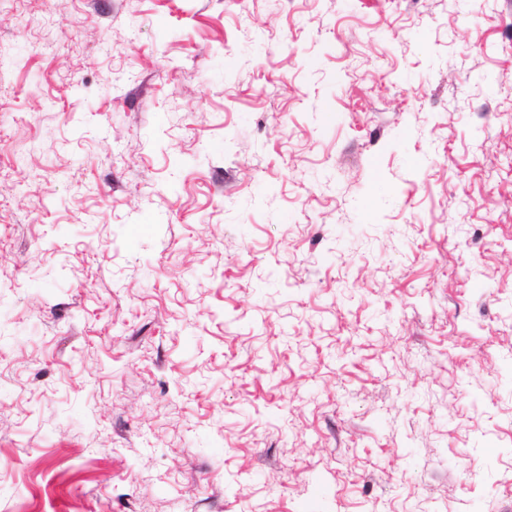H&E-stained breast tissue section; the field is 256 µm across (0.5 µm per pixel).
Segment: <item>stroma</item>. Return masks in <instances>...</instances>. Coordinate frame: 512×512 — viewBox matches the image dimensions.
<instances>
[{"mask_svg":"<svg viewBox=\"0 0 512 512\" xmlns=\"http://www.w3.org/2000/svg\"><path fill=\"white\" fill-rule=\"evenodd\" d=\"M0 512H512V0H0Z\"/></svg>","mask_w":512,"mask_h":512,"instance_id":"stroma-1","label":"stroma"}]
</instances>
